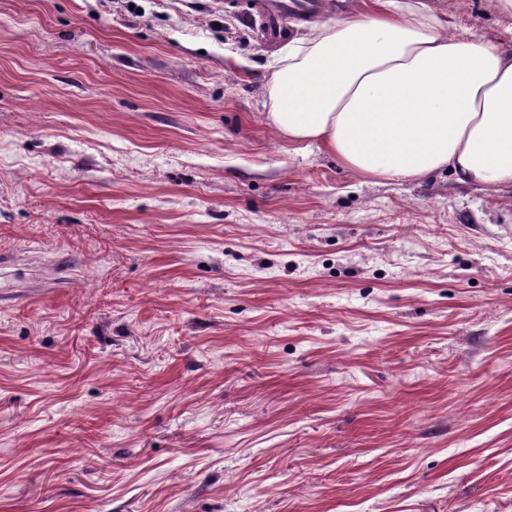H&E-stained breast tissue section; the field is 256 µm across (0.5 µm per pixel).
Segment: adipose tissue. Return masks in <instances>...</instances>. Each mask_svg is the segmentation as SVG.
I'll return each mask as SVG.
<instances>
[{
  "label": "adipose tissue",
  "mask_w": 512,
  "mask_h": 512,
  "mask_svg": "<svg viewBox=\"0 0 512 512\" xmlns=\"http://www.w3.org/2000/svg\"><path fill=\"white\" fill-rule=\"evenodd\" d=\"M270 119L370 179L512 187V42L448 35L424 0H372L272 73Z\"/></svg>",
  "instance_id": "adipose-tissue-1"
}]
</instances>
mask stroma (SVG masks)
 <instances>
[{"mask_svg": "<svg viewBox=\"0 0 512 512\" xmlns=\"http://www.w3.org/2000/svg\"><path fill=\"white\" fill-rule=\"evenodd\" d=\"M334 2L0 0V512H512V191L281 136ZM240 6L260 21L264 38L271 44L288 35V19L312 18L324 10L325 0H244Z\"/></svg>", "mask_w": 512, "mask_h": 512, "instance_id": "1", "label": "stroma"}]
</instances>
